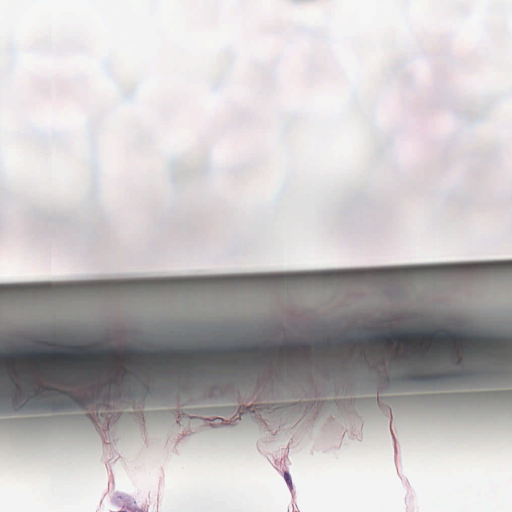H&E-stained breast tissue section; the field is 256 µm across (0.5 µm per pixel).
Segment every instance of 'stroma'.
<instances>
[{
	"instance_id": "obj_1",
	"label": "stroma",
	"mask_w": 512,
	"mask_h": 512,
	"mask_svg": "<svg viewBox=\"0 0 512 512\" xmlns=\"http://www.w3.org/2000/svg\"><path fill=\"white\" fill-rule=\"evenodd\" d=\"M282 43L273 50L279 55L277 65H259L255 68V84L259 98L238 97L232 104L242 113H261L268 105L269 96L276 89L275 67H282L285 82H294L312 89L324 67L307 53H283ZM483 61L479 51L470 43L440 34L430 50L421 59L410 60L395 54L384 66L380 81L393 87L381 108L383 121L394 125L399 138L394 142L368 141L361 164L362 170L377 173L373 190L375 199L365 209L349 212L334 197H325L321 206L311 208V223L348 224L355 227L362 238H390L403 231L404 224H429L433 239L446 242L449 227L462 215L469 213L476 198L481 197L491 178L500 172L512 156L498 148V130H488L483 138L481 153L475 164L463 166L458 162L456 148L465 144L472 130L481 121L482 113L496 110L500 95H472L463 99L458 95L460 75L481 72ZM77 83L61 74H40L26 83L28 104L35 111H63L80 108L84 99L74 95ZM186 117L197 138V145L174 155L172 185L178 193H199L197 207L182 221L162 223L157 218V206L146 204L142 193H128L123 179H115L111 190H104L98 182L99 163L89 157L83 165L78 192L85 196L94 210L111 211V221L86 227L77 224L67 208L56 212V224L61 231L73 237L92 234L94 251L106 255L116 241L122 240L124 225L135 224L141 236L163 242L176 239L185 249H203L210 242L224 239L231 230H248L256 221L244 208L228 209L221 206L224 189L234 181H247L253 171L270 170L271 175L259 184L254 194L266 198L271 208H279L282 197L292 196L300 170H291L287 177H279L282 159L263 153L262 124L227 125L223 111L211 114L189 108ZM219 172V182H212V172ZM447 174L450 192L440 197L435 206L405 211L404 223L391 217L390 203L396 199L411 201L416 195L430 191L438 175ZM344 277L353 284L367 279L380 280L385 288L398 290L407 281H415L428 288L437 307H445L454 297L459 277L452 268H421L407 271L387 269L349 268L339 272L321 269H302L295 274V288L302 298L315 300L324 306H340L344 300L333 290L336 277ZM271 279L264 274H252L235 280L208 279L200 287L203 294L221 295L232 299L240 294L266 296Z\"/></svg>"
}]
</instances>
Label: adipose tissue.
<instances>
[{"label":"adipose tissue","mask_w":512,"mask_h":512,"mask_svg":"<svg viewBox=\"0 0 512 512\" xmlns=\"http://www.w3.org/2000/svg\"><path fill=\"white\" fill-rule=\"evenodd\" d=\"M304 122L280 136L268 113L264 144L303 167L340 141L317 139V105L282 90ZM277 236L155 254L135 238L123 252L73 260L76 241L45 223L36 259L0 261V284L29 280L38 315L0 296V512H512V382L477 336L497 316L489 295L448 306L426 289L387 295L366 282L370 309L299 307L290 278L302 267L459 265L512 259V233L477 237L464 215L448 246L427 224L375 250L345 232L292 245L280 209ZM251 271L278 275L260 312L237 304L229 322L185 311L162 325L121 294L96 297V315L68 314L65 282L182 281ZM243 360L262 382L242 389L211 357ZM295 397L308 410L297 433L266 407Z\"/></svg>","instance_id":"adipose-tissue-1"}]
</instances>
